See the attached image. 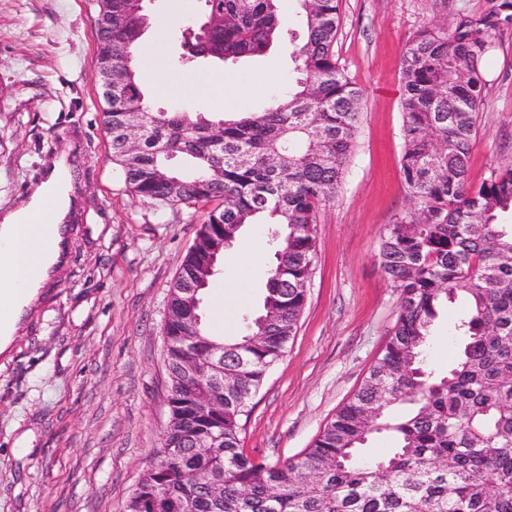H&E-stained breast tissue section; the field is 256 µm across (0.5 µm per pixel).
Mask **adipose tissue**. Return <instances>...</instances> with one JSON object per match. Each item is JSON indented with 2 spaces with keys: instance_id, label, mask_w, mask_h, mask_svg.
<instances>
[{
  "instance_id": "1",
  "label": "adipose tissue",
  "mask_w": 512,
  "mask_h": 512,
  "mask_svg": "<svg viewBox=\"0 0 512 512\" xmlns=\"http://www.w3.org/2000/svg\"><path fill=\"white\" fill-rule=\"evenodd\" d=\"M72 167L66 156L51 160L46 175L36 185L25 206L0 214V351L19 331L42 286L52 277L62 251L59 227L74 211L77 201L71 194ZM46 217L38 235L27 239L23 248H15L18 228L31 213ZM28 270L26 280L11 279L13 268Z\"/></svg>"
}]
</instances>
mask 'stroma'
Masks as SVG:
<instances>
[{"instance_id":"35a3bbf8","label":"stroma","mask_w":512,"mask_h":512,"mask_svg":"<svg viewBox=\"0 0 512 512\" xmlns=\"http://www.w3.org/2000/svg\"><path fill=\"white\" fill-rule=\"evenodd\" d=\"M487 0H340L338 65L363 92L357 144L336 200L317 214V258L307 305L285 356L270 369L242 422L246 454L269 462L310 447L353 395L385 347L399 293L377 259L387 224L414 208L400 171V61L422 27L481 15ZM185 20L150 27L154 52L174 87H147L168 112H206L185 86L194 74L222 82L224 68L181 66ZM295 0H280L281 41L235 74L244 90L224 111H260L275 89L265 75H292L303 39ZM99 0H0V212L24 205L52 157L77 154L81 198L65 261L7 352L0 354V512H125L170 419L163 326L170 286L204 207L157 208L132 194L101 126L94 81ZM486 79L469 176L480 183L512 161V35L482 62ZM270 262H262L224 318L263 310ZM460 301L442 306L427 362L444 370L460 346Z\"/></svg>"}]
</instances>
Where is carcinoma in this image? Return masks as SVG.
Instances as JSON below:
<instances>
[{"mask_svg":"<svg viewBox=\"0 0 512 512\" xmlns=\"http://www.w3.org/2000/svg\"><path fill=\"white\" fill-rule=\"evenodd\" d=\"M278 0H204L224 15L205 31L186 29V64L232 67L263 55L279 36ZM305 31L293 51L296 75L261 112L231 118L153 110L134 69L148 20L139 0H100L96 74L112 73L102 124L112 162L130 190L157 207L217 203L197 232L179 274L211 265V239L230 248L240 228L262 217L275 226V263L265 286L264 324L244 317L248 335L212 336L170 288L166 358L180 379L170 415L177 433L163 440L126 512H512V163L479 185L468 164L486 80L481 61L512 34V0H489L478 17L427 26L401 60V172L420 207L386 226L378 258L400 293L396 322L359 389L310 447L274 464L240 446L241 420L270 368L296 336L316 258L314 224L335 201L356 146L362 92L339 67L334 45L339 0H297ZM141 114L140 147L125 149L123 127ZM177 157L188 167L171 166ZM462 298V345L448 370L426 363L441 305ZM199 335L185 346L183 334ZM260 336L255 344L247 336ZM224 345L220 380L200 384L180 373L209 343ZM224 399V413L197 417L195 399ZM390 454L358 458L373 434ZM213 446L193 448L198 435ZM223 485L215 499L202 480Z\"/></svg>","mask_w":512,"mask_h":512,"instance_id":"1","label":"carcinoma"}]
</instances>
